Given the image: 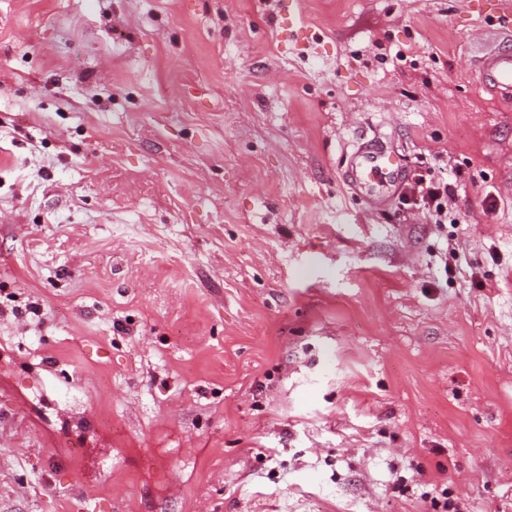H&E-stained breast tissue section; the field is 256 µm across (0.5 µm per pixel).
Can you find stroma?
<instances>
[{
    "instance_id": "obj_1",
    "label": "stroma",
    "mask_w": 512,
    "mask_h": 512,
    "mask_svg": "<svg viewBox=\"0 0 512 512\" xmlns=\"http://www.w3.org/2000/svg\"><path fill=\"white\" fill-rule=\"evenodd\" d=\"M496 2L0 0V512H512ZM481 83L505 99L512 98V48L498 47L478 61ZM403 171L399 155L387 151L377 138L364 137L351 155L343 178L353 191L372 202ZM402 196L404 204L430 219L432 224H444L448 219V197L452 198L453 188L448 181L427 178L414 173L407 183Z\"/></svg>"
}]
</instances>
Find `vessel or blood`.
Returning a JSON list of instances; mask_svg holds the SVG:
<instances>
[{"label":"vessel or blood","mask_w":512,"mask_h":512,"mask_svg":"<svg viewBox=\"0 0 512 512\" xmlns=\"http://www.w3.org/2000/svg\"><path fill=\"white\" fill-rule=\"evenodd\" d=\"M481 83L505 99L512 98V47L502 46L478 62ZM404 171L402 158L387 151L377 138H365L350 157L343 175L346 184L368 200H375L383 188Z\"/></svg>","instance_id":"obj_1"}]
</instances>
